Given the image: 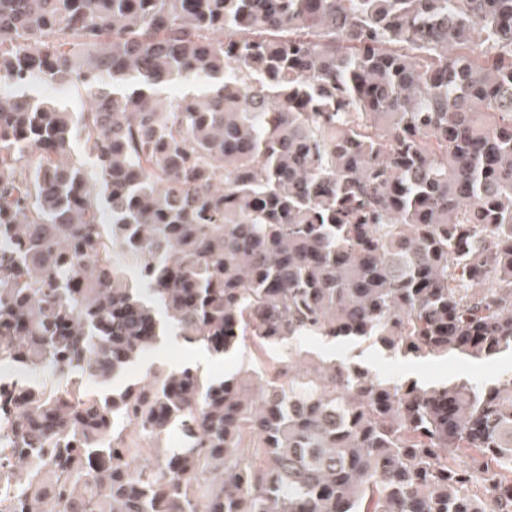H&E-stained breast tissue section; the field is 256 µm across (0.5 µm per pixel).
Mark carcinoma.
Here are the masks:
<instances>
[{
	"label": "carcinoma",
	"mask_w": 512,
	"mask_h": 512,
	"mask_svg": "<svg viewBox=\"0 0 512 512\" xmlns=\"http://www.w3.org/2000/svg\"><path fill=\"white\" fill-rule=\"evenodd\" d=\"M1 79L0 512H512V374L301 344L512 351V0H0ZM167 332L288 362L109 386ZM44 83L51 85L50 89H44L40 83L36 84L33 89L35 97L63 99L75 112L83 109L89 103L87 94L82 88L62 87L50 82ZM366 347L367 343L356 348L350 344H343L336 345V349L330 347L327 350L335 352L338 360L350 359L353 362L367 364L374 371L392 379L411 376L429 383L463 379L474 385H482L501 373L512 371V357L508 354H502L485 363L456 355L425 362L405 363L402 360L381 356ZM391 370H395L396 374H390Z\"/></svg>",
	"instance_id": "carcinoma-1"
}]
</instances>
